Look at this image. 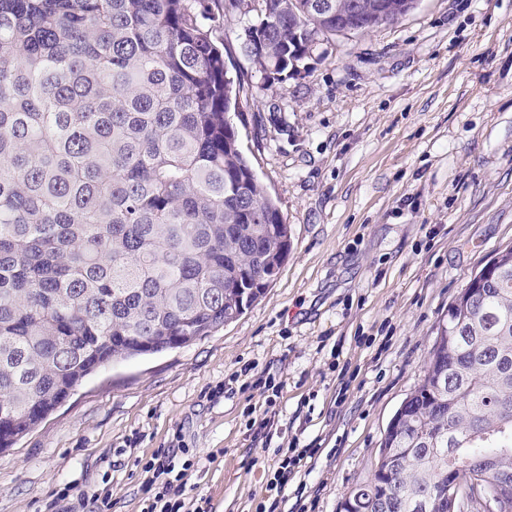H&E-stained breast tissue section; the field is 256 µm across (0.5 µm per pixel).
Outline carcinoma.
Segmentation results:
<instances>
[{
    "label": "carcinoma",
    "instance_id": "cac0c4a2",
    "mask_svg": "<svg viewBox=\"0 0 512 512\" xmlns=\"http://www.w3.org/2000/svg\"><path fill=\"white\" fill-rule=\"evenodd\" d=\"M246 0H0V448L85 377L238 319L288 259L290 227L244 155L243 87L216 24ZM240 50L279 83L343 32L352 0H257ZM462 289L401 404L389 480L356 512L427 511L448 467L512 481V247ZM448 389L434 381L448 360Z\"/></svg>",
    "mask_w": 512,
    "mask_h": 512
}]
</instances>
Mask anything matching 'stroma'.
Wrapping results in <instances>:
<instances>
[{"instance_id":"obj_1","label":"stroma","mask_w":512,"mask_h":512,"mask_svg":"<svg viewBox=\"0 0 512 512\" xmlns=\"http://www.w3.org/2000/svg\"><path fill=\"white\" fill-rule=\"evenodd\" d=\"M217 35L253 99L231 116L291 227L287 261L236 321L188 346L99 369L0 450V512H141V461L173 441L213 512H255L278 446L319 452L301 479L315 512L367 482L387 426L417 386L439 321L470 277L512 246V0H418L398 20L322 42L268 83ZM279 381L270 441L248 431ZM69 484L75 497L52 492Z\"/></svg>"}]
</instances>
